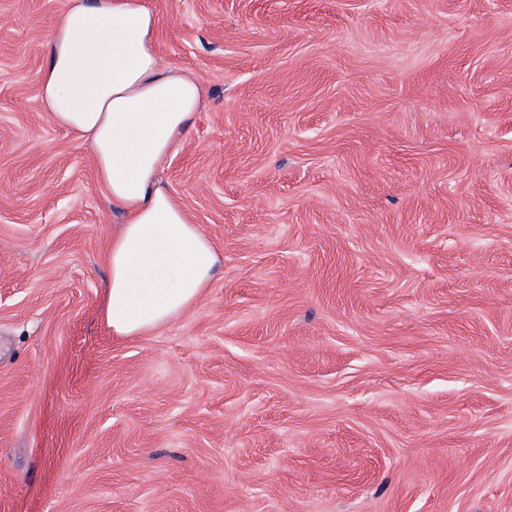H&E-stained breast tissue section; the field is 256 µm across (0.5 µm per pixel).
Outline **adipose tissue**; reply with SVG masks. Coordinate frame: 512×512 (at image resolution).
Instances as JSON below:
<instances>
[{
	"instance_id": "ef3b65f1",
	"label": "adipose tissue",
	"mask_w": 512,
	"mask_h": 512,
	"mask_svg": "<svg viewBox=\"0 0 512 512\" xmlns=\"http://www.w3.org/2000/svg\"><path fill=\"white\" fill-rule=\"evenodd\" d=\"M158 28L137 0H70L37 74L52 121L90 144L99 181L127 213L107 249L102 319L115 336H141L182 315L219 263L158 179L203 99L196 80L160 65Z\"/></svg>"
}]
</instances>
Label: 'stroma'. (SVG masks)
Returning a JSON list of instances; mask_svg holds the SVG:
<instances>
[{"label": "stroma", "instance_id": "35a3bbf8", "mask_svg": "<svg viewBox=\"0 0 512 512\" xmlns=\"http://www.w3.org/2000/svg\"><path fill=\"white\" fill-rule=\"evenodd\" d=\"M139 2L220 266L105 327L125 213L36 81L69 0H0V512H512V0Z\"/></svg>", "mask_w": 512, "mask_h": 512}]
</instances>
